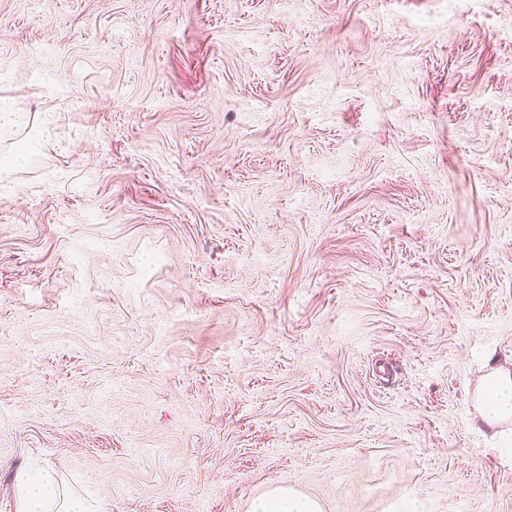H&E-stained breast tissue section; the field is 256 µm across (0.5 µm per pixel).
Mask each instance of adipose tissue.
Here are the masks:
<instances>
[{"label": "adipose tissue", "instance_id": "obj_1", "mask_svg": "<svg viewBox=\"0 0 512 512\" xmlns=\"http://www.w3.org/2000/svg\"><path fill=\"white\" fill-rule=\"evenodd\" d=\"M481 421L512 446V371L494 367L474 394ZM17 512H100L98 504L68 491L51 469L28 471L16 482ZM249 512H322L320 504L290 487H275L254 499Z\"/></svg>", "mask_w": 512, "mask_h": 512}]
</instances>
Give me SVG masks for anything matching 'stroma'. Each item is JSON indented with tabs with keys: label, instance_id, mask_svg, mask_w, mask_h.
<instances>
[{
	"label": "stroma",
	"instance_id": "35a3bbf8",
	"mask_svg": "<svg viewBox=\"0 0 512 512\" xmlns=\"http://www.w3.org/2000/svg\"><path fill=\"white\" fill-rule=\"evenodd\" d=\"M0 512H512V0H0ZM475 409L481 421L512 448V371L492 367L482 377L474 394ZM17 512H100L97 502H89L68 491L58 474L39 469L20 474L16 482ZM249 512H322L320 504L291 487H275L254 499Z\"/></svg>",
	"mask_w": 512,
	"mask_h": 512
}]
</instances>
